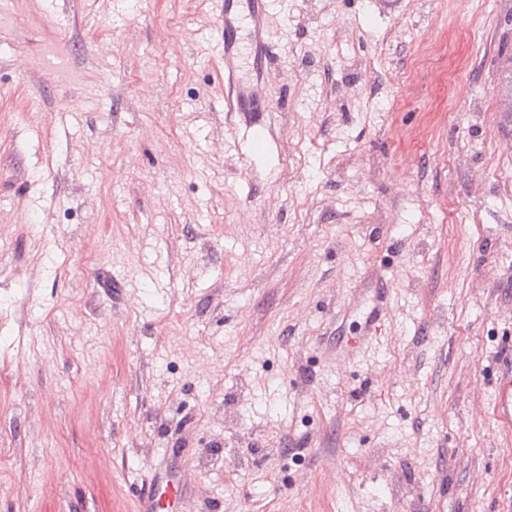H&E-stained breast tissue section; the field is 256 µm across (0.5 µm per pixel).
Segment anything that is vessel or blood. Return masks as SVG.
Instances as JSON below:
<instances>
[{
	"label": "vessel or blood",
	"mask_w": 512,
	"mask_h": 512,
	"mask_svg": "<svg viewBox=\"0 0 512 512\" xmlns=\"http://www.w3.org/2000/svg\"><path fill=\"white\" fill-rule=\"evenodd\" d=\"M274 4L275 0H224L225 109L238 113L250 128L264 123L260 101L271 57L267 21ZM389 292V284L381 283L364 315L359 341L329 346L328 357L354 358L360 342L375 336Z\"/></svg>",
	"instance_id": "obj_1"
}]
</instances>
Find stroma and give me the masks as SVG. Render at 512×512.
I'll return each instance as SVG.
<instances>
[{"label":"stroma","instance_id":"stroma-1","mask_svg":"<svg viewBox=\"0 0 512 512\" xmlns=\"http://www.w3.org/2000/svg\"><path fill=\"white\" fill-rule=\"evenodd\" d=\"M222 6L0 11V512H512V0H281L260 139ZM390 292L389 284L383 280L379 288L376 289V296L373 304L364 314L363 323L361 324V336L358 341L351 342L348 346H343L341 343L329 346L326 349L328 357L332 360L337 356L344 358H354L358 352L360 344L365 343L372 339L378 328V323L381 321L382 314L388 305V296Z\"/></svg>","mask_w":512,"mask_h":512}]
</instances>
